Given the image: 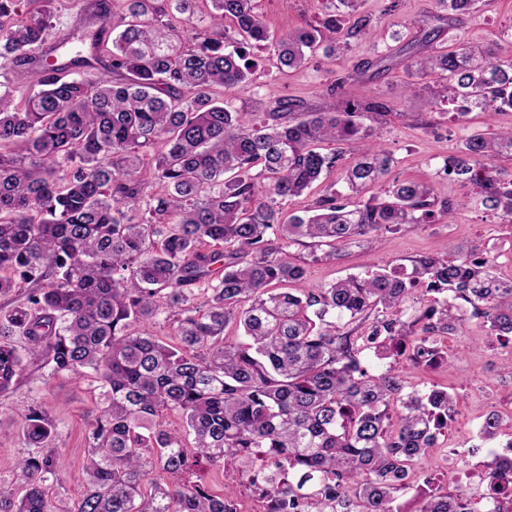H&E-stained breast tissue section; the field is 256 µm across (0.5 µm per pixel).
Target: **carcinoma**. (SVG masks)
<instances>
[{
  "label": "carcinoma",
  "mask_w": 512,
  "mask_h": 512,
  "mask_svg": "<svg viewBox=\"0 0 512 512\" xmlns=\"http://www.w3.org/2000/svg\"><path fill=\"white\" fill-rule=\"evenodd\" d=\"M20 2L0 0V58L34 74L39 89L17 99L0 82V297L18 286L25 294L0 305V396L37 364L97 383L85 491L67 512H228L204 465L246 478L269 512H395L409 467L448 429L459 397L414 398L391 369L365 370L359 354L370 346L380 359L407 354L447 369L451 357L430 349L432 338L473 318L511 343L512 279L470 247L422 255L409 272L309 286L284 245L323 243L334 258L362 237L448 220L456 205L428 181L383 185L392 159L373 137L390 112L355 98L356 76L333 110L288 101L265 121L212 94L247 90L257 44L298 70L308 51L365 37L360 0H338L346 23L331 12L279 36L256 0H209L208 29L188 47L178 26L157 24V0H126L110 40L100 36L112 32L110 0H84L81 47L63 63L74 34L49 43L53 0L17 24ZM439 5L430 20L457 31L476 0ZM227 19L240 36L231 47ZM89 67L101 70L94 81L61 76ZM406 70L438 75L433 99L459 122L474 110L512 112V58L490 48L456 39ZM325 143L337 148L324 152ZM345 147L357 151L346 167ZM502 157L512 160V128L489 122L441 172L512 224V171L494 165ZM340 166L346 192L285 217L284 204ZM151 178L165 192L142 214ZM161 310L175 317L173 343L139 330ZM231 325L247 341L228 339ZM169 414L185 432L166 426ZM20 427L31 448L16 471L23 495L0 486V512H57L56 424L36 404ZM482 467L491 495L511 499L512 461L495 455ZM416 512L473 510L463 489L452 499L432 490Z\"/></svg>",
  "instance_id": "1"
}]
</instances>
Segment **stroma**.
Listing matches in <instances>:
<instances>
[{
  "mask_svg": "<svg viewBox=\"0 0 512 512\" xmlns=\"http://www.w3.org/2000/svg\"><path fill=\"white\" fill-rule=\"evenodd\" d=\"M257 6L274 34L315 23L331 8L329 0H257ZM436 6L437 0H400L395 8L390 0H363L361 9L372 19L369 36L350 41L333 54L317 51L304 68L284 74L278 72L272 51L255 49L249 92L228 94L224 100L234 112H262L289 99L313 109L336 107L339 82L375 54L392 55L405 46L412 53L422 54L427 46L447 45L448 35L444 32L429 41L424 38L427 17ZM460 36L467 43L480 46L503 45L512 40V0H484L483 6L467 19ZM434 81V76L410 74L398 64L375 78L363 80L357 92L361 99L383 101L392 109L379 141L393 158L390 178L430 180L438 198L456 203L453 221L405 225L399 231L384 234L377 243L350 245L336 260L314 262L308 247H289L291 259L307 261L310 285L325 286L350 274L406 265L421 255L443 256L453 246L481 244L492 251L498 239L512 234V224L500 223L497 214L471 205L470 187L440 175L444 159L464 135L483 129L486 117L474 111L465 122L451 120L447 104L430 102L427 88ZM434 344L457 352L450 371L417 368L406 358L390 364L377 359L369 349L361 352V365L372 374L392 369L409 393L421 395L437 385L458 392L462 397L460 411H479V418L469 424L472 431H479L482 416L488 415L502 392L512 387V372L507 369L512 361V346L499 344L478 319L465 323L455 341L438 336ZM92 399L89 380L30 369L13 393L0 398V485L14 487L15 465L28 452L19 428V414L30 402L40 403L57 426L55 445L61 450L63 464L60 481L54 487V500L59 512H67L84 489Z\"/></svg>",
  "mask_w": 512,
  "mask_h": 512,
  "instance_id": "stroma-1",
  "label": "stroma"
}]
</instances>
